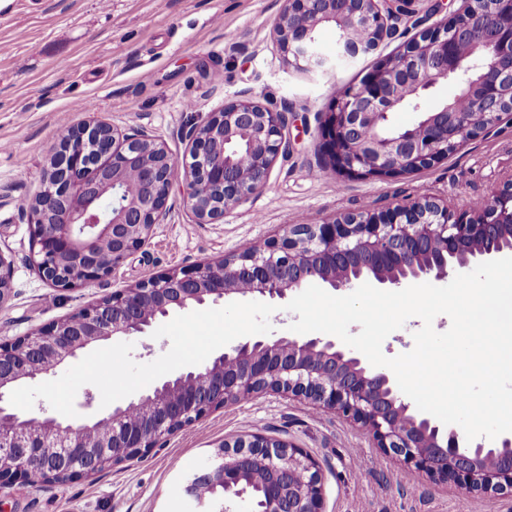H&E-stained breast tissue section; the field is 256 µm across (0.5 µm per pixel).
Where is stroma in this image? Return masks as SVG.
Instances as JSON below:
<instances>
[{
	"mask_svg": "<svg viewBox=\"0 0 512 512\" xmlns=\"http://www.w3.org/2000/svg\"><path fill=\"white\" fill-rule=\"evenodd\" d=\"M284 0H5L0 7V254L13 292L0 305V341L61 319L112 291L199 261L261 245L284 224H316L347 213H380L429 195L465 213L471 200L512 171V120L503 119L432 167L383 179H348L327 167L320 118L344 87L443 23L460 0H412L394 38L372 53L318 74L286 62L273 40ZM246 94L288 112L286 148L265 188L197 224L173 186L150 240L113 274L70 290L51 288L32 262L23 203L43 187L48 158L80 106L119 133L146 130L185 159L184 128ZM298 316L282 302L229 300L169 318L130 340L104 342L54 375L21 387L15 407L83 418L149 390L164 375L207 360L250 336L288 335ZM101 373L88 378L89 362ZM95 400L85 406L84 392ZM263 433L288 439L318 462L324 512H512V495L466 494L420 476L334 414L262 395L215 411L168 436L146 456L62 486L16 489L0 512H196L181 484L208 465L224 439Z\"/></svg>",
	"mask_w": 512,
	"mask_h": 512,
	"instance_id": "35a3bbf8",
	"label": "stroma"
}]
</instances>
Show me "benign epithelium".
<instances>
[{"label": "benign epithelium", "mask_w": 512, "mask_h": 512, "mask_svg": "<svg viewBox=\"0 0 512 512\" xmlns=\"http://www.w3.org/2000/svg\"><path fill=\"white\" fill-rule=\"evenodd\" d=\"M386 2L285 0L274 27L277 44L290 62L330 71L337 59L319 52L315 30L334 23L345 56L369 53L395 35ZM470 4L462 0L451 21L407 42L322 114L321 148L337 174L362 179L429 168L512 112V0H494L476 27L464 18ZM358 27L370 39L354 41ZM455 37L470 44V55L455 54ZM461 77L473 111L445 104L419 110L409 127L388 128L391 112ZM287 114L247 95L230 100L186 129L182 162L145 130L120 134L101 121H75L28 205L39 275L57 289L110 275L163 221L176 183L195 223H217L266 186ZM482 200L481 209L463 216L420 197L377 214L283 224L279 238L246 254L149 277L0 342V498L29 484L35 467L65 483L88 478L148 454L212 411L262 394L338 413L366 430L383 454L420 475L452 480L465 493L512 494V437L496 448L461 447L459 430L411 407L389 373L335 339L243 338L144 394L78 420L26 417L9 403L17 387L54 374L89 346L140 337L175 312L221 300H284L312 282L336 292L365 282L400 288L512 255V177ZM10 292L11 264L0 255V305ZM182 491L207 512H232L231 503L245 497L253 512H323L325 480L303 449L252 433L224 441L210 464L186 477Z\"/></svg>", "instance_id": "benign-epithelium-1"}]
</instances>
